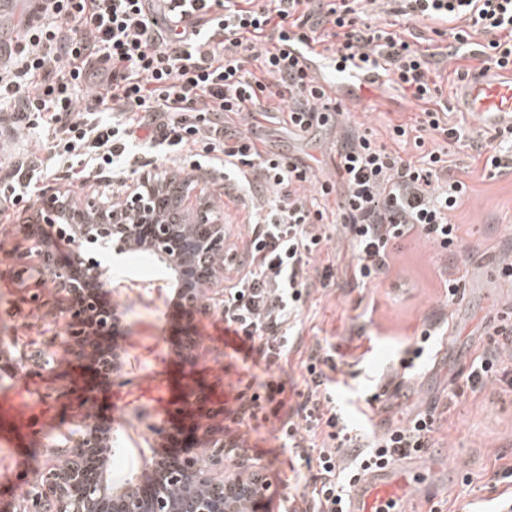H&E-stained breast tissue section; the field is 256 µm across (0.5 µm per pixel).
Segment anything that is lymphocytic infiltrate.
<instances>
[{
    "label": "lymphocytic infiltrate",
    "mask_w": 512,
    "mask_h": 512,
    "mask_svg": "<svg viewBox=\"0 0 512 512\" xmlns=\"http://www.w3.org/2000/svg\"><path fill=\"white\" fill-rule=\"evenodd\" d=\"M43 24L30 26L17 54L0 62V103L15 104L14 127L32 128L51 146L47 160L14 164L9 204L33 196L39 179L66 165L73 179L97 175L122 188L143 168L201 157V167L224 177L248 199L247 266L224 288V331L255 343L265 364L287 360L290 338L312 288L328 286L333 264L308 266L340 236L357 287L379 281L399 240L417 234L448 251L460 242L451 220L467 186L448 177L449 145L470 131L448 121L449 107L434 78L435 56L408 30L376 24L380 13L432 21L433 34L452 37L446 60L468 49L458 80L512 70V0H174L159 26L148 0H39ZM302 44L322 46V58L359 70H378L385 83L420 107L417 125H391V142L413 141L421 155L404 160L390 144L347 123L340 93L318 73ZM257 62L258 74L246 70ZM35 77L22 88L19 74ZM100 92L81 99L90 77ZM286 103L285 123L302 133L334 130L336 179L313 182L302 159L259 149L232 129L256 125L271 100ZM434 147H426V138ZM331 354L310 350L308 392L298 407L284 386L261 382L251 403H275L281 434L301 447L299 429L321 433L309 508L346 512L351 485L370 468L427 450L434 416L413 415L367 441L325 405ZM355 449L349 466L336 451Z\"/></svg>",
    "instance_id": "f902f5d3"
}]
</instances>
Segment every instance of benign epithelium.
Segmentation results:
<instances>
[{
	"mask_svg": "<svg viewBox=\"0 0 512 512\" xmlns=\"http://www.w3.org/2000/svg\"><path fill=\"white\" fill-rule=\"evenodd\" d=\"M187 183L181 191V209L184 223L196 231L192 240L181 239L176 225L157 221L155 211L166 185L149 175L129 187L119 207L101 200L102 193L93 186L76 207L69 190L60 185L40 194L35 217L27 225L32 247L19 262L49 273L50 280H40L35 287L49 283L65 299L60 311L69 325V349L78 368L73 377V401L78 407L94 400L92 367L110 370L114 376L121 371L117 359L94 346L100 336L118 335L121 321L115 313L96 307L101 277L108 267L96 258L84 259V250L98 249L109 258L114 252L128 253L139 246V238H145L144 247L180 285L186 327L181 359L186 365L197 361L200 345L191 323L224 297V219L209 214L210 203L195 193L192 180ZM46 226L56 228L58 237L72 243L71 255H62L50 244L43 234ZM179 411L187 436L181 442L184 449L175 463L150 472V490L136 493L133 483L106 488L98 455L101 433L89 423L78 438L46 445L47 454L62 458V464L22 477L30 491L20 512H244L252 508L265 488L245 461L224 464L229 444L224 442L223 423L217 421L224 415V406L215 404L207 390L194 388L181 397ZM176 482L190 488L173 497L169 486Z\"/></svg>",
	"mask_w": 512,
	"mask_h": 512,
	"instance_id": "1",
	"label": "benign epithelium"
}]
</instances>
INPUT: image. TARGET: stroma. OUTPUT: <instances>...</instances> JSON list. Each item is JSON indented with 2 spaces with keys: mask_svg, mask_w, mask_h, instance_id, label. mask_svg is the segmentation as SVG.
<instances>
[{
  "mask_svg": "<svg viewBox=\"0 0 512 512\" xmlns=\"http://www.w3.org/2000/svg\"><path fill=\"white\" fill-rule=\"evenodd\" d=\"M346 108L351 124L372 130L385 144L390 122L412 125L419 113L415 102L383 85L373 87L368 99L347 101ZM253 133L260 149L303 159L318 179L333 176L330 131L298 135L272 119L261 121ZM448 174L469 187L452 214L460 226V245L445 253L409 235L396 245L378 285L363 289L345 272L346 244L332 240L328 255L317 256L313 264L320 267L334 259L335 277L327 287L312 288L300 316L299 349L282 367L263 369L225 346L224 314L218 307L196 318L194 329L203 335L200 356L193 366L184 365L169 340L168 296L142 288L163 278V270L142 266L129 254L115 257L113 266L127 283L113 297L124 312L119 343L127 360L102 403L116 419L112 434L127 458L113 484L136 480L143 459L153 458L165 445V438L149 426L169 425L185 386L206 384L215 401L235 409L251 374L263 371L282 383L285 398L294 402L306 390L303 354L321 347L336 363L326 395L358 432L374 437L412 414L434 415L431 450L442 455L448 473L433 502L421 504V512H494L501 492L512 491V482L502 478L504 469H512V384L492 378L472 389L465 377L495 337L494 310L512 304V283L499 275L500 267L512 261V173L486 177L482 156L452 144ZM188 177L223 213L226 245L235 266H242L247 212L241 201L225 195L223 180L190 163L171 179L179 184ZM33 210V203L20 204L12 208L9 223H0V341L14 344L17 351L11 366L0 370V506L5 508L27 496L29 487L21 476L43 467L45 445L65 434L79 436L85 426L83 410L62 413L74 363L65 344L61 298L52 289H34L38 271L17 262L31 246L22 218ZM449 279L461 283L452 300L444 288ZM426 328L435 331L431 347L414 376L402 378L398 360ZM377 392L380 402L370 403ZM141 407L150 411V424L135 417ZM279 427V419L270 414L230 427L245 442L237 457L271 483L256 512H280L283 498L312 490L313 467L285 447Z\"/></svg>",
  "mask_w": 512,
  "mask_h": 512,
  "instance_id": "1",
  "label": "stroma"
}]
</instances>
